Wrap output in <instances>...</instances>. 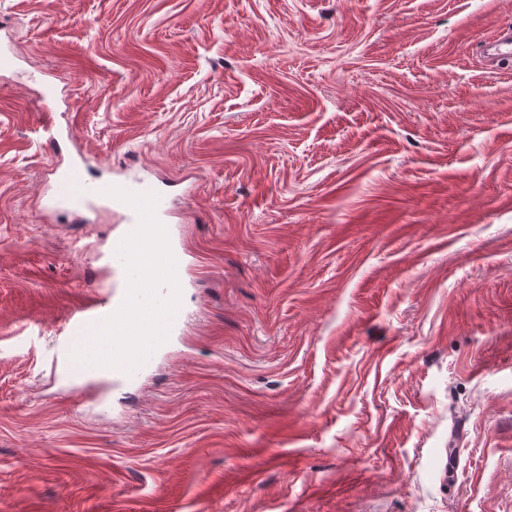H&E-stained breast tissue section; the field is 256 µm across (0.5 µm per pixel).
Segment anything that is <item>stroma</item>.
Segmentation results:
<instances>
[{
    "label": "stroma",
    "instance_id": "obj_1",
    "mask_svg": "<svg viewBox=\"0 0 512 512\" xmlns=\"http://www.w3.org/2000/svg\"><path fill=\"white\" fill-rule=\"evenodd\" d=\"M512 0H0V512H512ZM52 112L61 134L42 129ZM169 199L185 322L50 369ZM108 186H120L132 191L136 192H154L158 194L153 186L150 183L146 182H139L137 185L128 187L123 184H94L91 183L85 176L82 168L78 165H73L70 167L66 174L63 176V178L60 180L58 184V194L57 199L60 204L67 205L70 209L74 211L82 210L84 207H86L92 200L98 199V198H106L113 201L118 206L122 207L126 213H127V221L128 224L124 230V232L119 237V242L122 240V238L128 234L131 230L135 228L138 222V217L136 212L125 203L103 195L99 193V191L105 187ZM159 196V201L156 207V214L158 219L160 220V215L164 210V207L166 205L165 199ZM126 290L127 287L123 288V297L118 303H114L112 301V290L105 295L88 297L81 301V303L67 316L64 330L61 332L63 336H57L55 342L56 363L59 360L65 361L68 364L70 370L75 374H84L89 371H105L111 374L113 377L115 376V379H118L122 382L126 381L130 384H133L138 380V378L142 375V372L149 366L153 356L158 352V350L167 346L173 336L177 335V333L180 331L185 315L182 304L173 319L167 342L159 346L149 356L146 362L132 374H126L125 372L116 369L101 368L79 363L71 358V352L73 348L83 339L86 327L89 324L99 322L114 313L121 305L125 297Z\"/></svg>",
    "mask_w": 512,
    "mask_h": 512
}]
</instances>
